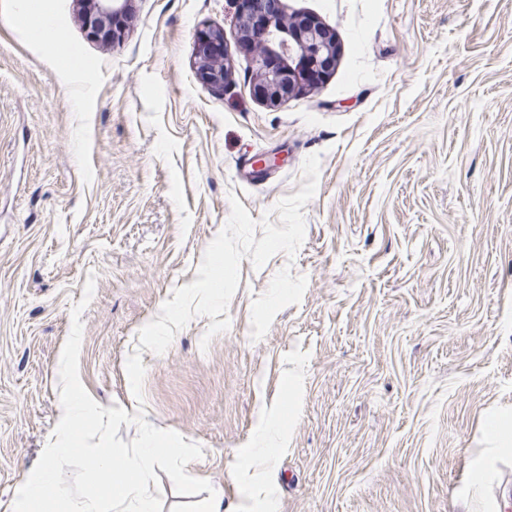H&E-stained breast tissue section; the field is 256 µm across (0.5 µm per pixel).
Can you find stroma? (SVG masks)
<instances>
[{
	"instance_id": "stroma-1",
	"label": "stroma",
	"mask_w": 512,
	"mask_h": 512,
	"mask_svg": "<svg viewBox=\"0 0 512 512\" xmlns=\"http://www.w3.org/2000/svg\"><path fill=\"white\" fill-rule=\"evenodd\" d=\"M339 46L317 86L249 91L231 0H133L121 41L75 0H0V512L62 416L59 366L87 278L80 379L103 408L203 448L224 512H512V0H283ZM224 31L229 85L203 84ZM295 256L242 259L208 350L194 317L125 371L196 280L231 198L262 221L304 184ZM277 157L254 178L246 163ZM274 428V457L254 440ZM486 474L469 503L474 469ZM224 31L223 29H207L200 31L196 38L195 69L198 79L221 92L227 82L224 62ZM485 431L498 452L512 455V414L487 416Z\"/></svg>"
}]
</instances>
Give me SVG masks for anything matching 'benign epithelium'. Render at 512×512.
Instances as JSON below:
<instances>
[{"label": "benign epithelium", "instance_id": "benign-epithelium-1", "mask_svg": "<svg viewBox=\"0 0 512 512\" xmlns=\"http://www.w3.org/2000/svg\"><path fill=\"white\" fill-rule=\"evenodd\" d=\"M237 4L238 36L254 52L250 86L253 98L278 107L323 77L334 66L336 36L317 20L302 16L286 21L282 0H247L248 11ZM85 29L95 39L112 43L122 38L117 19L130 10L131 0H76ZM224 30L207 29L196 38L195 69L198 79L221 92L227 82L224 70Z\"/></svg>", "mask_w": 512, "mask_h": 512}]
</instances>
